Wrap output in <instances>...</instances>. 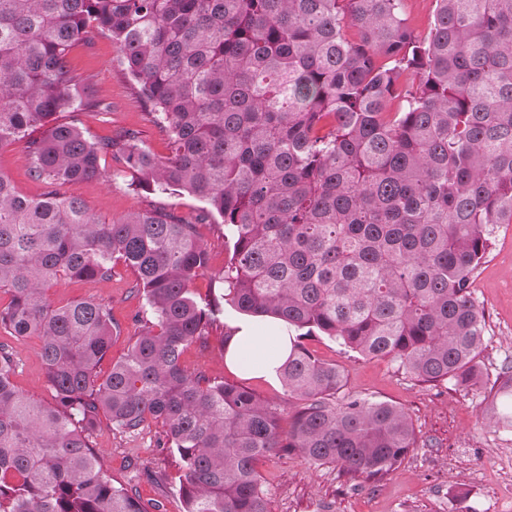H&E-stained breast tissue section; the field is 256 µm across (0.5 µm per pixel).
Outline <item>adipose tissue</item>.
Returning a JSON list of instances; mask_svg holds the SVG:
<instances>
[{
  "instance_id": "adipose-tissue-1",
  "label": "adipose tissue",
  "mask_w": 512,
  "mask_h": 512,
  "mask_svg": "<svg viewBox=\"0 0 512 512\" xmlns=\"http://www.w3.org/2000/svg\"><path fill=\"white\" fill-rule=\"evenodd\" d=\"M291 341L286 324L280 320L242 321L235 326L224 358L240 373L273 378L290 352Z\"/></svg>"
}]
</instances>
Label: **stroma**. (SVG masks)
<instances>
[{"instance_id": "obj_1", "label": "stroma", "mask_w": 512, "mask_h": 512, "mask_svg": "<svg viewBox=\"0 0 512 512\" xmlns=\"http://www.w3.org/2000/svg\"><path fill=\"white\" fill-rule=\"evenodd\" d=\"M90 37V45L72 51V61L78 72L88 76L96 96L111 109L64 112L61 120L77 119L93 140L125 129L136 130L152 153L167 156L168 138L149 120L134 94L133 81L124 71L111 37L96 30ZM101 165L102 178L66 185L62 191L79 196L88 211L103 221L147 209L171 210L192 221L204 207L202 201L187 194L141 192L131 186L121 164L106 158ZM0 175L28 196H40L45 190L44 184L31 176L22 144L0 149ZM200 232L211 260L208 272L194 287L205 295L214 285V275L228 262L231 247L224 240L220 219L203 224ZM115 271L109 281H63L49 294L57 303L90 298L111 305L121 326L110 353L116 361L126 354L131 337L139 329L134 316L143 311L144 300L134 288L133 270L120 264ZM473 290L486 318L481 360L492 371L504 360H512V224L498 226L494 245L474 275ZM242 318L241 312L225 307L207 346L192 345L184 359L208 376L245 384L261 398L278 404L282 416H289L292 408L280 382L242 375L228 367L220 352L221 337L231 334L233 323ZM290 334L301 337L296 328ZM301 339L316 357L343 369L346 383L339 399L354 396L403 407L419 438L428 445L412 449L397 470L377 481L341 475L335 465L311 464L297 452L261 460L257 470L270 493L271 512H512V423L485 420V389L464 391L449 383L421 384L399 370L396 363L347 351L321 334ZM0 342L12 347L18 361L15 384L37 399L51 401L38 358V338L16 339L0 332ZM161 432V424L154 421L135 434L105 427L96 434L94 447L114 484L133 488L142 500L160 502V512H183L178 493L181 471L174 457L158 448Z\"/></svg>"}]
</instances>
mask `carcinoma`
I'll use <instances>...</instances> for the list:
<instances>
[{"instance_id": "obj_1", "label": "carcinoma", "mask_w": 512, "mask_h": 512, "mask_svg": "<svg viewBox=\"0 0 512 512\" xmlns=\"http://www.w3.org/2000/svg\"><path fill=\"white\" fill-rule=\"evenodd\" d=\"M435 4L421 38L404 0H0V148L25 143L46 187L32 198L0 175V331L39 338L53 396L19 389L0 343V512H157L103 474L104 425L162 423L184 512H270L255 463L283 448L374 479L427 445L398 405L335 402L343 371L298 341L279 369L296 401L286 432L249 388L189 370L222 299L420 382L512 395L511 363L485 372L473 292L497 225L512 224V0ZM93 29L111 35L168 156L133 130L91 141L53 119L102 108L69 58ZM108 155L146 193L203 201L198 221L150 210L106 224L56 192L100 177ZM216 215L232 253L222 298L202 299L199 225ZM119 262L145 310L102 376L121 332L112 306L48 291Z\"/></svg>"}]
</instances>
